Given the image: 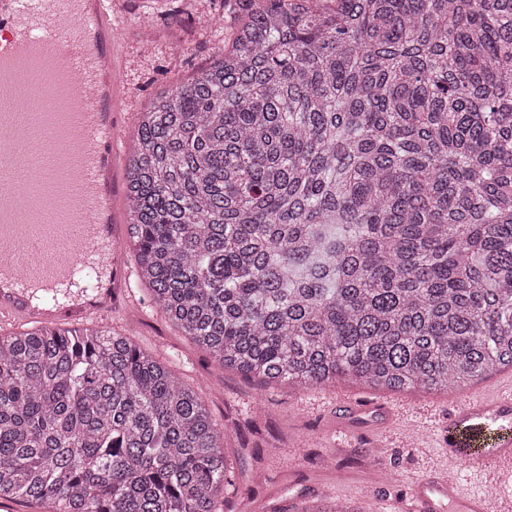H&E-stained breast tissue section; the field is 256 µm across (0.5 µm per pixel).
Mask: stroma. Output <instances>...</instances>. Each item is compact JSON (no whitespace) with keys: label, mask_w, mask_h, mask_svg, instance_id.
<instances>
[{"label":"stroma","mask_w":512,"mask_h":512,"mask_svg":"<svg viewBox=\"0 0 512 512\" xmlns=\"http://www.w3.org/2000/svg\"><path fill=\"white\" fill-rule=\"evenodd\" d=\"M205 13L223 16V27L200 26ZM235 20V0H113L119 168L127 166L132 132L151 98L210 64L231 43ZM119 255L133 285L104 324L170 367L223 425L229 470L219 512H294L299 501L323 497L353 502L359 512H390L416 478L443 464L442 431L457 402L508 382L494 374L445 394L351 381L265 385L219 368L153 305L128 242ZM373 437L389 443L383 461L374 459Z\"/></svg>","instance_id":"1"}]
</instances>
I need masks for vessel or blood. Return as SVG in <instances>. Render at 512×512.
<instances>
[{
    "mask_svg": "<svg viewBox=\"0 0 512 512\" xmlns=\"http://www.w3.org/2000/svg\"><path fill=\"white\" fill-rule=\"evenodd\" d=\"M112 0H0V28L11 31L0 49V148L12 160V172L26 197L0 192V256L26 252L30 260L15 272V292L0 294V321L39 316L51 310L28 305L23 294L32 285L76 287L86 274L99 276L92 302L69 310L72 319L96 321L112 313V303L130 279L117 255V234L111 212L101 209L112 196V158L118 129L112 119L116 99L111 87H100L103 67L112 63ZM57 60L63 69L78 71L91 86L79 95V119L65 152L73 154L84 189L67 209V259L53 256L51 219L34 200L36 144L40 134L21 118L24 110H46L59 83L46 75L43 90L18 93L7 74L29 56ZM444 448L449 465L462 466L476 481L462 491L447 472L434 471L416 482L394 512H512V383L491 395L460 404L448 416Z\"/></svg>",
    "mask_w": 512,
    "mask_h": 512,
    "instance_id": "1",
    "label": "vessel or blood"
}]
</instances>
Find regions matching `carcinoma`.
<instances>
[{
    "instance_id": "carcinoma-1",
    "label": "carcinoma",
    "mask_w": 512,
    "mask_h": 512,
    "mask_svg": "<svg viewBox=\"0 0 512 512\" xmlns=\"http://www.w3.org/2000/svg\"><path fill=\"white\" fill-rule=\"evenodd\" d=\"M237 3L131 148L155 306L266 384L446 393L512 365V0ZM227 473L224 428L129 337L0 335V500L218 512Z\"/></svg>"
}]
</instances>
